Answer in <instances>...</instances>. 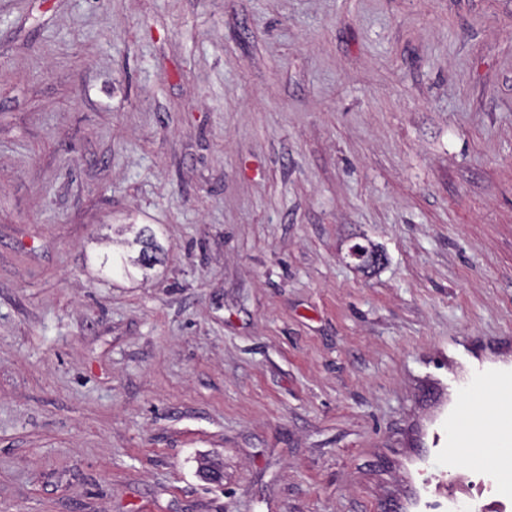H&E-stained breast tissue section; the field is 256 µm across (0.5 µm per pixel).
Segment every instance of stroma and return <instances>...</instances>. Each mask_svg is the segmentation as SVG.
Listing matches in <instances>:
<instances>
[{
    "mask_svg": "<svg viewBox=\"0 0 512 512\" xmlns=\"http://www.w3.org/2000/svg\"><path fill=\"white\" fill-rule=\"evenodd\" d=\"M475 356L512 0H0V512H418ZM136 243L140 244L141 248L135 260L128 262L123 253H112V255H104L100 263L101 268L112 273L131 276L133 272L129 265L140 269H148L160 261L159 254L162 248L157 243L149 226L145 225L139 230Z\"/></svg>",
    "mask_w": 512,
    "mask_h": 512,
    "instance_id": "stroma-1",
    "label": "stroma"
}]
</instances>
